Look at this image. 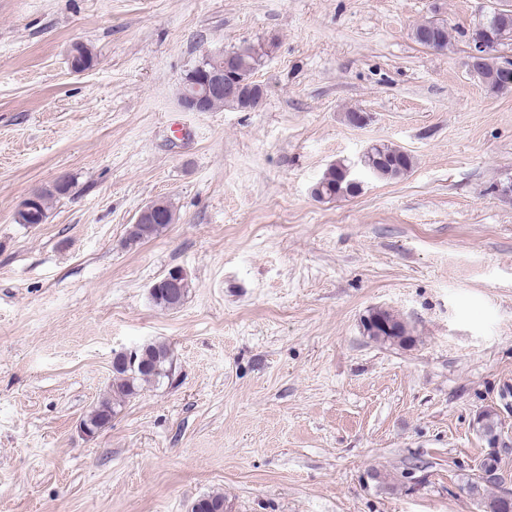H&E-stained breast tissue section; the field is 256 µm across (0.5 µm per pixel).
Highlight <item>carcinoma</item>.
Returning a JSON list of instances; mask_svg holds the SVG:
<instances>
[{"label":"carcinoma","instance_id":"cac0c4a2","mask_svg":"<svg viewBox=\"0 0 512 512\" xmlns=\"http://www.w3.org/2000/svg\"><path fill=\"white\" fill-rule=\"evenodd\" d=\"M434 21L426 20L417 24L413 31V39L419 45L443 51L448 48L450 33L448 25L441 24L437 37L429 41L424 38L425 33L432 29ZM488 25L492 26L494 34L501 41L512 42V16H504L492 12L488 18ZM275 47V40L270 39L258 45H247L229 51L233 71L236 77L245 82L253 78L261 66L263 58ZM476 75L484 84L494 91H506L512 87L502 83L500 75V57L488 54L477 63ZM264 91L258 88L248 92L246 98L240 102L229 100L222 95L206 98L208 110L230 108L238 111L256 109L263 100ZM361 166L374 177L381 180H393L410 172L413 166L412 157L406 152L385 144L374 145L361 158ZM72 187L69 179L59 180L54 189L37 193V202L33 212L15 219L18 224H37L42 218L49 217L51 199L55 195L67 193ZM360 182L352 174L349 165L336 162L328 167L322 178L314 185L312 194L319 200H332L352 196L359 190ZM158 208L166 220L159 222H137L129 225L126 243L134 245L159 236L167 225L176 221V214L172 205L164 200L157 201ZM189 292V283L183 282L175 288L165 281H156V287L151 289V298L154 304L166 310L179 308ZM364 333L377 342H397L406 344L412 340L409 336L406 323L393 312L374 308L362 320ZM172 376V362L170 350L163 343H147L136 348L131 357H126L119 351L112 361V379L106 394L98 405L83 419V424L97 432L108 427L112 418L117 414L118 408L126 399L136 395L145 385L158 384ZM470 485L480 488L479 501L484 506V512H512L507 509L501 496H485L487 488L494 485L488 480L481 481V476L471 479ZM192 512H227L224 495L209 494L198 499Z\"/></svg>","mask_w":512,"mask_h":512}]
</instances>
